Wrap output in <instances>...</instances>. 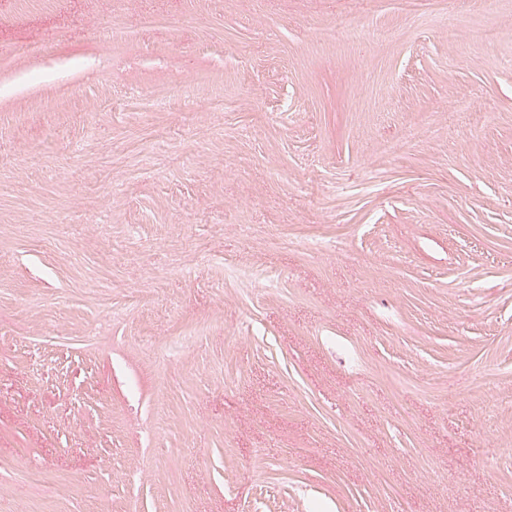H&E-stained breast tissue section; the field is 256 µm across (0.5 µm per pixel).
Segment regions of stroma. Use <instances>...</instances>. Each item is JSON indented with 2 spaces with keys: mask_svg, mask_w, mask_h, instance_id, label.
<instances>
[{
  "mask_svg": "<svg viewBox=\"0 0 512 512\" xmlns=\"http://www.w3.org/2000/svg\"><path fill=\"white\" fill-rule=\"evenodd\" d=\"M0 512H512V0H0Z\"/></svg>",
  "mask_w": 512,
  "mask_h": 512,
  "instance_id": "35a3bbf8",
  "label": "stroma"
}]
</instances>
